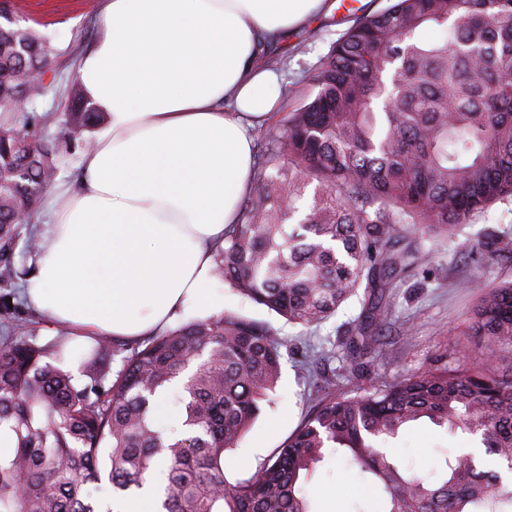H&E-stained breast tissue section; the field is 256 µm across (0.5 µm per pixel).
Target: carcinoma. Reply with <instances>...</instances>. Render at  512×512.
Listing matches in <instances>:
<instances>
[{
	"label": "carcinoma",
	"mask_w": 512,
	"mask_h": 512,
	"mask_svg": "<svg viewBox=\"0 0 512 512\" xmlns=\"http://www.w3.org/2000/svg\"><path fill=\"white\" fill-rule=\"evenodd\" d=\"M445 36L429 40L425 32ZM28 51L0 32V429L15 441L0 459V512H98L90 485L112 497L139 494L165 467L160 512H313L303 491L328 448L356 464L380 512H512V479L470 453L445 460L437 479L403 470L381 445L427 418L481 437L485 454L512 472V370L489 362L512 348V281L485 290L468 329L484 337L482 361L446 366L322 398L249 477L234 483L224 456L270 402L283 343L265 322L233 311L181 322L132 344L101 337L81 356L87 382L47 361L65 355L59 335L41 344L16 294L18 215L56 181L69 148L85 146L103 120L80 84L68 92L69 132L43 143L42 90L22 75L49 54L26 29ZM315 93L267 129L253 190L224 233L213 273L291 324L317 326L363 295L361 315L337 347L386 355L380 301L401 274L430 259L425 242L490 204L512 197V0H392L356 16L318 68ZM21 128L26 137L9 135ZM489 254L512 251V232L492 231ZM11 303H6V300ZM129 352L108 380L109 352ZM179 422L162 426L155 400Z\"/></svg>",
	"instance_id": "carcinoma-1"
}]
</instances>
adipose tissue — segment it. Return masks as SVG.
<instances>
[{
  "label": "adipose tissue",
  "mask_w": 512,
  "mask_h": 512,
  "mask_svg": "<svg viewBox=\"0 0 512 512\" xmlns=\"http://www.w3.org/2000/svg\"><path fill=\"white\" fill-rule=\"evenodd\" d=\"M324 0H102L78 80L105 127L36 225L23 296L78 348L223 310L214 255L253 187V127L281 104L269 45Z\"/></svg>",
  "instance_id": "obj_1"
}]
</instances>
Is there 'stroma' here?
<instances>
[{"label": "stroma", "mask_w": 512, "mask_h": 512, "mask_svg": "<svg viewBox=\"0 0 512 512\" xmlns=\"http://www.w3.org/2000/svg\"><path fill=\"white\" fill-rule=\"evenodd\" d=\"M14 10L24 25L51 38L48 59V93L37 101L39 113L49 120L41 131L43 140L64 143L59 120L69 101L66 85L77 77L81 53L94 41L99 28V0H14ZM350 25L341 0H326L324 11L309 25L289 33L273 47L272 54L283 71V112L303 104L313 91L312 77L332 46ZM512 230V199L498 201L461 226L453 241L433 246V276L422 279L420 270L407 272L392 290L389 319L383 333L392 349L386 361L349 359L339 355L326 361L325 375L336 382V394L351 395L381 381L434 369L446 364L467 366L481 351V339L468 333V316L480 287L512 280V256L489 258L477 247L490 229ZM214 288L224 294V307L247 317L269 322L288 345L304 339L317 347L335 343L343 325L359 316L362 303L351 298L327 322L312 328L293 326L267 308L230 291L221 280ZM299 356L288 353L282 360L281 378L270 403L238 448L224 460L229 481L249 477L264 459L300 425L316 400V392L299 368ZM480 445L479 436L435 426L428 419L404 426L388 444V452L400 466L416 471L440 469L445 457ZM357 466L341 452L326 451L305 492L314 512H353L361 495Z\"/></svg>", "instance_id": "stroma-1"}]
</instances>
